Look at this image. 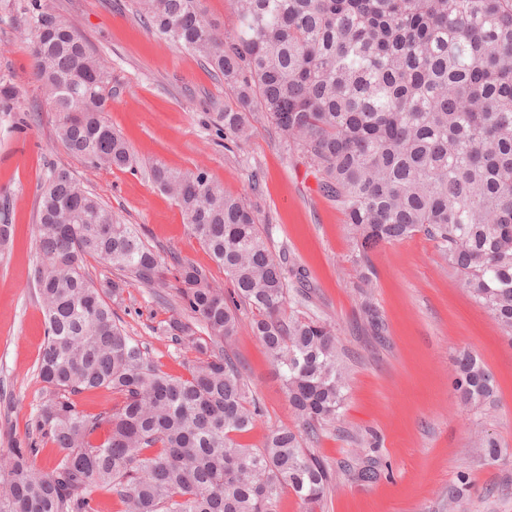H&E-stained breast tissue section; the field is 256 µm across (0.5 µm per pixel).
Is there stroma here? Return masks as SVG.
Listing matches in <instances>:
<instances>
[{
  "instance_id": "35a3bbf8",
  "label": "stroma",
  "mask_w": 512,
  "mask_h": 512,
  "mask_svg": "<svg viewBox=\"0 0 512 512\" xmlns=\"http://www.w3.org/2000/svg\"><path fill=\"white\" fill-rule=\"evenodd\" d=\"M43 2L60 19L75 22L111 70L106 117L129 143L138 167L91 169L57 139L56 117L32 77L30 31L12 0H0V74L20 87L23 108L0 112V209L14 226L0 256V457L27 443L44 392L37 364L46 324L34 267L40 187L49 169H69L161 254H178L223 287V270L150 176L157 161L182 171L199 165L225 193L255 209L272 252L287 257L289 287L301 275L312 284L307 304L289 296L286 313L305 309L336 326L347 388L339 416L314 445L338 471L323 512H448V493L458 485L460 512H512V343L441 266L433 241L420 233L382 244L370 255L371 271H364L344 215L263 113L253 114L248 141L225 138L216 116L233 93L201 57L144 24L131 0ZM368 300L385 321L383 339L369 336L360 320ZM112 307L164 372L187 375L196 354L165 330L182 315L176 288L156 294L135 283L113 298ZM251 318L243 313L233 352L261 405L243 438L258 448L270 428L293 419L267 352L251 332ZM463 350L477 355L493 376L494 404H460L454 380ZM478 428L503 448L496 463L484 462L474 448ZM370 454L380 461L376 479L360 482L342 472V465Z\"/></svg>"
}]
</instances>
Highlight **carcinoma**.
<instances>
[{
    "instance_id": "cac0c4a2",
    "label": "carcinoma",
    "mask_w": 512,
    "mask_h": 512,
    "mask_svg": "<svg viewBox=\"0 0 512 512\" xmlns=\"http://www.w3.org/2000/svg\"><path fill=\"white\" fill-rule=\"evenodd\" d=\"M13 2L30 27L32 74L58 139L93 168L132 167L129 144L105 117L107 66L42 0ZM133 2L139 18L204 58L232 89L234 103L219 113L224 137L248 140L252 113L261 112L308 160L364 268L374 247L422 233L512 341V0H230L226 34L201 0ZM20 96L0 75V112L18 111ZM150 173L233 291L161 257L70 170H50L34 273L47 319L44 401L31 441L0 458V512H101L99 488L118 498L120 512H278L286 489L316 512L336 471L309 444L335 421L347 384L336 327L317 315L284 316L283 261L251 205L202 166L182 172L155 162ZM89 257L148 288L178 280L186 316L166 331L197 353L188 376L162 371L126 333L109 295L127 282L96 286ZM243 307L296 421L270 429L259 448L240 441L261 413L231 354ZM362 315L373 336L384 335L372 302ZM455 385L466 407L496 393L465 350ZM98 389L120 401L95 415L79 410L73 396ZM42 442L58 455L47 472L33 464ZM475 447L490 464L500 457L491 437Z\"/></svg>"
}]
</instances>
